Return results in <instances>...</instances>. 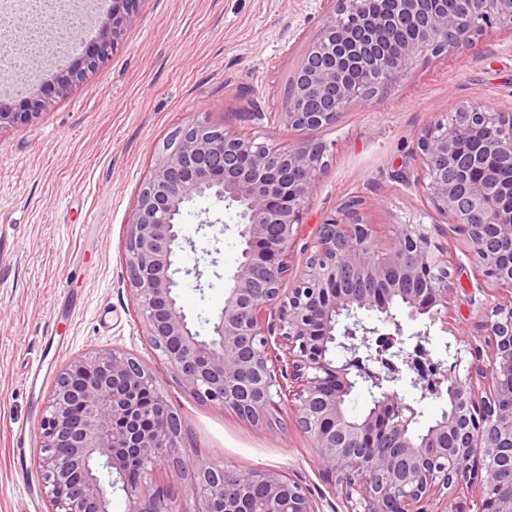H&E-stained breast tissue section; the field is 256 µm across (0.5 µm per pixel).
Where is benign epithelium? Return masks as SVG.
I'll list each match as a JSON object with an SVG mask.
<instances>
[{"instance_id": "obj_1", "label": "benign epithelium", "mask_w": 512, "mask_h": 512, "mask_svg": "<svg viewBox=\"0 0 512 512\" xmlns=\"http://www.w3.org/2000/svg\"><path fill=\"white\" fill-rule=\"evenodd\" d=\"M141 0H112V12L80 63L60 68L45 97H28L29 40L0 45V129L28 122L54 96L107 60ZM320 39L294 72L286 111L290 128L336 123L402 76L420 55L456 53L488 29L512 30V0H329ZM174 149L141 184L125 239L126 283L153 349L199 399L230 409L256 427L288 409L315 449L321 472L340 487L347 512H459L451 490L465 483L482 512H512V300L480 324L490 337L494 396L477 402L455 378L448 409L421 434L418 412L396 389L403 371L424 381L392 312L448 321L452 276L442 248L423 224H403L395 246L375 247L361 199L318 225L314 252L295 287L282 293L295 226L319 188L326 147H270L256 138L196 119L174 135ZM420 185L434 209L473 244L471 261L512 294V113L463 109L419 138ZM236 210L240 255L224 284V306L201 335L180 302L173 257L185 240L181 216L196 197ZM279 308L278 328L267 311ZM373 312L394 332L368 327ZM341 349L336 364L330 346ZM360 384L372 406L353 419L346 401ZM182 420L157 388L149 366L119 350L77 359L57 376L40 423L39 466L51 512H112V488L126 512H189L151 481L173 464L193 478L194 512H320L297 482L274 469L201 472L179 456Z\"/></svg>"}]
</instances>
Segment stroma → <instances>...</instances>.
<instances>
[{"instance_id":"35a3bbf8","label":"stroma","mask_w":512,"mask_h":512,"mask_svg":"<svg viewBox=\"0 0 512 512\" xmlns=\"http://www.w3.org/2000/svg\"><path fill=\"white\" fill-rule=\"evenodd\" d=\"M329 0H142L109 60L30 122L0 129V512H50L38 464L39 424L60 369L112 348L148 362L183 422L179 452L196 463L283 472L320 512H346L291 416L258 428L201 401L153 350L123 277L127 222L142 181L172 134L197 114L280 147L324 144L319 188L289 252L293 278L313 252L317 227L356 197L390 249L397 226L436 224L454 276L448 324L397 318L407 348L422 346L448 375L466 378L473 348L492 349L480 324L512 294L482 281L472 243L434 211L417 185V143L433 122L467 105L512 112V32L492 29L461 52L426 54L336 124L294 129L274 121L288 82L317 41ZM263 119H249L252 110ZM190 245L174 262L180 300L206 331L224 304L240 254L223 204L199 198L183 211ZM197 267L202 279L189 273ZM38 385H31L33 370Z\"/></svg>"}]
</instances>
